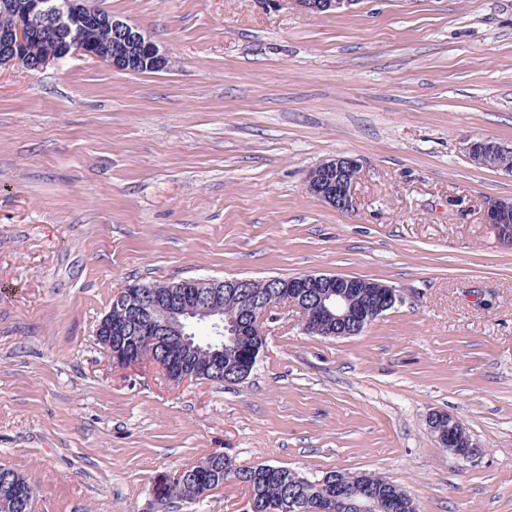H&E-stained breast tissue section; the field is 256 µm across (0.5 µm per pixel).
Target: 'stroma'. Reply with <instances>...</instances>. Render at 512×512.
Here are the masks:
<instances>
[{"label":"stroma","mask_w":512,"mask_h":512,"mask_svg":"<svg viewBox=\"0 0 512 512\" xmlns=\"http://www.w3.org/2000/svg\"><path fill=\"white\" fill-rule=\"evenodd\" d=\"M95 3L169 67H0V465L32 512H248L233 482L163 497L214 452L376 474L417 512H512V247L482 222L512 177L464 152L512 145V0ZM337 156L361 168L347 211L307 190ZM318 271L402 301L339 339L277 312L239 384L175 386L96 339L131 283ZM301 11L314 15H338L346 11L355 0H290ZM446 422L448 425L446 426ZM428 426L430 432L436 438L438 444L442 448H448L453 453L462 451L457 454L462 459H468L472 455V444L469 436L465 433L459 422L445 411H436L429 415ZM463 443L459 448L460 443Z\"/></svg>","instance_id":"obj_1"}]
</instances>
